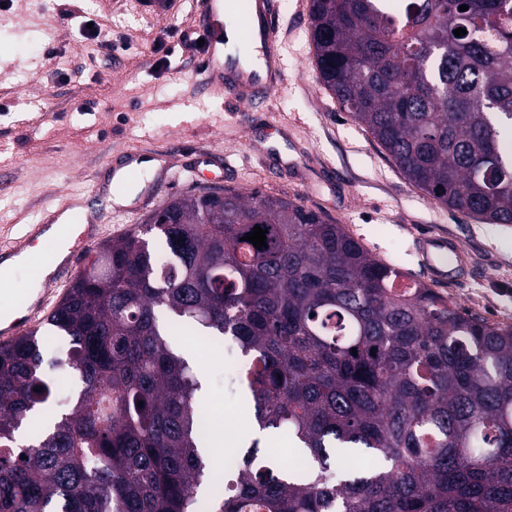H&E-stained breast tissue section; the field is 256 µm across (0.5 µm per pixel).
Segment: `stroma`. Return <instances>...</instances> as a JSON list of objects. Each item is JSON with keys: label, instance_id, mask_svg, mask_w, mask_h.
Wrapping results in <instances>:
<instances>
[{"label": "stroma", "instance_id": "35a3bbf8", "mask_svg": "<svg viewBox=\"0 0 512 512\" xmlns=\"http://www.w3.org/2000/svg\"><path fill=\"white\" fill-rule=\"evenodd\" d=\"M194 8V0H168L163 14L142 12L139 0H0V246L64 201L100 213L105 238L137 228L146 212L114 202L112 162L130 149L169 148L173 178L157 186L154 173L140 174L134 192L152 186L162 201L217 183L296 198L424 283L417 236L454 238L486 273L435 284V291L512 324V224H485L436 205L345 117L320 82L300 0H279L287 76L261 112L203 90L200 54L177 53L179 30L197 25ZM75 11L99 23L103 41L80 38ZM252 129L269 133L299 167H268L248 142ZM205 152L222 154L223 167L195 166ZM170 342L202 366L224 445L238 447L235 425L246 405L223 344L205 355L185 337Z\"/></svg>", "mask_w": 512, "mask_h": 512}]
</instances>
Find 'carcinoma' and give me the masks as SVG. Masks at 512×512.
<instances>
[{"label":"carcinoma","instance_id":"obj_1","mask_svg":"<svg viewBox=\"0 0 512 512\" xmlns=\"http://www.w3.org/2000/svg\"><path fill=\"white\" fill-rule=\"evenodd\" d=\"M388 2L310 0L323 84L435 203L512 224V0ZM157 214L95 249L49 336L0 345V512H195L207 494L217 512H512V325L402 284L290 198L192 191ZM182 330L237 340L251 420L287 432L303 471L253 439L217 483L198 365L167 342ZM54 336L68 411L46 408ZM353 449L375 465L340 467Z\"/></svg>","mask_w":512,"mask_h":512}]
</instances>
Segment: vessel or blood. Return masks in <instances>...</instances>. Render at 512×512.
<instances>
[{"mask_svg":"<svg viewBox=\"0 0 512 512\" xmlns=\"http://www.w3.org/2000/svg\"><path fill=\"white\" fill-rule=\"evenodd\" d=\"M236 4L241 7L244 34L251 45L245 56L236 53L223 38L224 17ZM198 22L205 37L200 63L202 86L219 91L243 111H255L281 85L285 72L283 54L277 45V0H199ZM85 221L86 228L70 247L69 257L58 264L51 284L27 301L19 316L7 323L0 321L1 344L29 332L41 316L47 315L52 291L64 283L72 255L87 248L102 232L100 215L87 213ZM417 247L427 269L438 281L457 282L476 270L473 259L455 242L422 235L417 239Z\"/></svg>","mask_w":512,"mask_h":512,"instance_id":"vessel-or-blood-1","label":"vessel or blood"}]
</instances>
